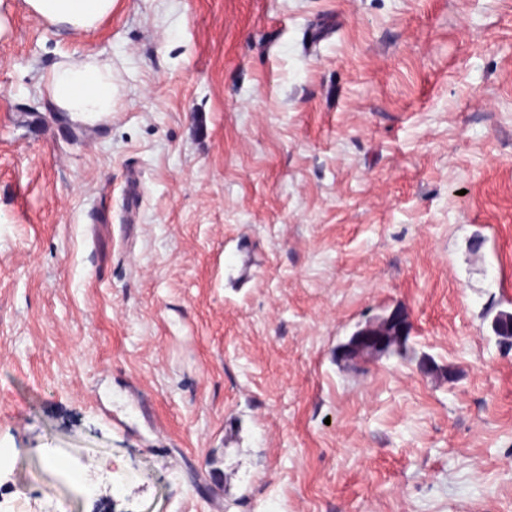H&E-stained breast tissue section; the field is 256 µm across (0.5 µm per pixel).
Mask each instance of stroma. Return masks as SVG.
I'll return each mask as SVG.
<instances>
[{
	"label": "stroma",
	"instance_id": "1",
	"mask_svg": "<svg viewBox=\"0 0 512 512\" xmlns=\"http://www.w3.org/2000/svg\"><path fill=\"white\" fill-rule=\"evenodd\" d=\"M503 313L512 0H0V512H512ZM29 11L73 32H88L112 13L114 0H25ZM54 103L75 121L112 118V67L90 56L69 58L46 76ZM405 341L404 328L395 317L387 318L382 325L369 327L352 336L353 359H366L385 353L390 349V340Z\"/></svg>",
	"mask_w": 512,
	"mask_h": 512
}]
</instances>
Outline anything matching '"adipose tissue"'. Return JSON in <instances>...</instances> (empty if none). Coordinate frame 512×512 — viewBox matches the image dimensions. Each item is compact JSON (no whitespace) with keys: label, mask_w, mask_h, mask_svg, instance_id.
Masks as SVG:
<instances>
[{"label":"adipose tissue","mask_w":512,"mask_h":512,"mask_svg":"<svg viewBox=\"0 0 512 512\" xmlns=\"http://www.w3.org/2000/svg\"><path fill=\"white\" fill-rule=\"evenodd\" d=\"M29 11L73 32L94 29L112 11L114 0H25ZM54 103L73 120L94 122L111 117L112 68L91 57L69 58L46 76Z\"/></svg>","instance_id":"1"}]
</instances>
